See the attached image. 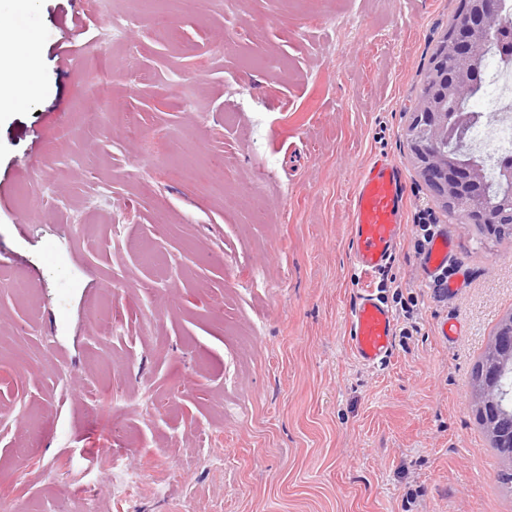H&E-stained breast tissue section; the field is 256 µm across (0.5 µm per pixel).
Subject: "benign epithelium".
<instances>
[{
    "label": "benign epithelium",
    "instance_id": "1",
    "mask_svg": "<svg viewBox=\"0 0 512 512\" xmlns=\"http://www.w3.org/2000/svg\"><path fill=\"white\" fill-rule=\"evenodd\" d=\"M498 15L496 0H462V14L450 21L433 51L407 126L411 162L420 179L443 210L464 213L461 223L476 227L486 239L493 237L499 224L512 222V194L486 203L483 166L476 162L462 165L450 156L448 140L466 135L475 116L464 110L451 112L449 107L479 86L487 47L497 35ZM510 363L512 314L491 341L475 386L480 420L494 440L499 439L503 420L502 400L508 390L502 379Z\"/></svg>",
    "mask_w": 512,
    "mask_h": 512
}]
</instances>
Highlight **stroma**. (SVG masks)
I'll list each match as a JSON object with an SVG mask.
<instances>
[{
	"mask_svg": "<svg viewBox=\"0 0 512 512\" xmlns=\"http://www.w3.org/2000/svg\"><path fill=\"white\" fill-rule=\"evenodd\" d=\"M458 9L31 0V92L0 105V281L29 284L0 288V512H512L471 380L512 313V239L448 217L406 136ZM117 15L118 50L102 39ZM380 154L406 177V225L430 211L465 281L427 287L406 234L375 282L395 334L373 368L347 343L345 201ZM109 465L150 479L120 496Z\"/></svg>",
	"mask_w": 512,
	"mask_h": 512,
	"instance_id": "1",
	"label": "stroma"
}]
</instances>
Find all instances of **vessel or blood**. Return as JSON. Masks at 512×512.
Instances as JSON below:
<instances>
[{"instance_id": "1", "label": "vessel or blood", "mask_w": 512, "mask_h": 512, "mask_svg": "<svg viewBox=\"0 0 512 512\" xmlns=\"http://www.w3.org/2000/svg\"><path fill=\"white\" fill-rule=\"evenodd\" d=\"M408 206L406 183L398 165L379 156L369 161L348 197L352 261L360 283L348 313L350 347L369 367L382 365L392 352L394 316L373 283L386 269L404 234ZM455 253L444 232L435 231L419 259L426 278L439 277Z\"/></svg>"}]
</instances>
